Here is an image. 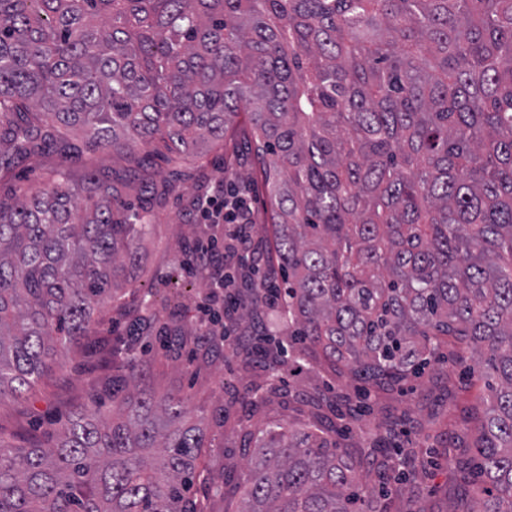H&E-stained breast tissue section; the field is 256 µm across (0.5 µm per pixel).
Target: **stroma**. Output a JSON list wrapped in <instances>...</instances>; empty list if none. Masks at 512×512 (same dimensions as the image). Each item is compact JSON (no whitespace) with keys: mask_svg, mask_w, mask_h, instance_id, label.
Segmentation results:
<instances>
[{"mask_svg":"<svg viewBox=\"0 0 512 512\" xmlns=\"http://www.w3.org/2000/svg\"><path fill=\"white\" fill-rule=\"evenodd\" d=\"M236 154L237 176L252 187L253 205L261 217L252 235L265 248L271 235L262 220L265 192L258 165L245 148H237ZM225 157L217 149L202 164L173 166L156 156L138 170L124 152L106 149L67 161L46 150L0 169L1 196L19 185L42 186L64 165L78 184L88 169H96L136 207L148 202L143 184L166 188L162 204L154 209L153 233L143 241L140 261L130 275L128 312L104 304L94 334L55 361L36 394L0 400V434L44 441L56 423L79 409L96 406L102 417H111L112 378L122 372L112 360V349L127 334L129 311L137 308L140 295L150 292L156 320L150 337L133 346L137 352L152 350L144 385L158 395L181 393L188 410L208 425L213 446L206 449L204 461L225 489L245 482L252 436L258 429L315 419L335 429L358 459H365L375 446L398 449L386 474L371 479L372 484H383L390 512H468L472 496L465 477L478 403L467 384L465 355L457 347L441 345L439 367L400 390H375L365 399L360 383L319 361L272 371L241 355L206 353L191 342H156V335L192 328L191 316L206 293L202 274L185 273L179 260L194 238L207 231L206 225L193 222L188 201L209 195L221 183Z\"/></svg>","mask_w":512,"mask_h":512,"instance_id":"stroma-1","label":"stroma"}]
</instances>
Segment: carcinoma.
I'll return each instance as SVG.
<instances>
[{"label":"carcinoma","instance_id":"obj_1","mask_svg":"<svg viewBox=\"0 0 512 512\" xmlns=\"http://www.w3.org/2000/svg\"><path fill=\"white\" fill-rule=\"evenodd\" d=\"M246 115L290 340L394 389L452 339L489 394L471 512H512V0H0V149L200 161ZM152 228L59 168L0 200V399L79 344ZM126 353L112 421L0 436V512H206L208 434ZM239 512H387L328 432L259 431Z\"/></svg>","mask_w":512,"mask_h":512}]
</instances>
